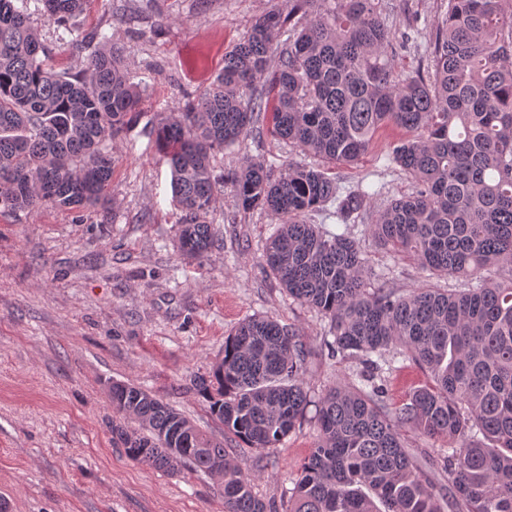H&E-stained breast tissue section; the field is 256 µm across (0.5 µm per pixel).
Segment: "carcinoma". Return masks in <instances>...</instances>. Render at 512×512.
I'll return each mask as SVG.
<instances>
[{
	"mask_svg": "<svg viewBox=\"0 0 512 512\" xmlns=\"http://www.w3.org/2000/svg\"><path fill=\"white\" fill-rule=\"evenodd\" d=\"M38 2L91 51L79 71L53 70L27 7L0 0V208L104 209L112 143L141 116L144 90L106 34L68 26L88 0ZM297 15L307 22L272 60ZM394 38L380 0H288V16H260L184 108L154 113L149 134L171 169L182 254L209 252L208 217L231 188L242 210L276 218L266 265L290 297L330 319L331 351L362 366L318 403L319 444L288 512H512V0H448L429 43L430 76L396 73ZM266 111L274 138L334 166L359 161L381 127L404 130L382 158L413 191L385 205L371 236L414 255L429 278L467 287L400 294L370 280L359 240L305 220L329 204L344 222L361 218L372 197L325 170L247 159L215 175L213 153ZM307 354L298 331L254 315L195 387L225 431L249 448H273L305 412ZM399 358L431 382L389 410L378 381ZM109 399L112 439L132 459L219 476L224 512H267L254 478L182 413L120 382ZM407 427L445 443L432 468L448 474L447 492L435 493L405 447Z\"/></svg>",
	"mask_w": 512,
	"mask_h": 512,
	"instance_id": "1",
	"label": "carcinoma"
}]
</instances>
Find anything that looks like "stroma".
<instances>
[{
    "label": "stroma",
    "mask_w": 512,
    "mask_h": 512,
    "mask_svg": "<svg viewBox=\"0 0 512 512\" xmlns=\"http://www.w3.org/2000/svg\"><path fill=\"white\" fill-rule=\"evenodd\" d=\"M27 8L53 48L50 65L78 71L85 50L45 20L35 0ZM287 9L288 0H90L74 18V26L111 37L148 97L143 115L114 144L112 223H103L98 210L78 218L51 208L0 209V503L6 512H224L218 478L186 468L157 471L113 443V381L150 392L223 442L254 476V491L271 512H286L299 468L318 442L316 405L360 364L329 355V319L294 302L268 271L264 249L276 225L269 213L242 211L225 194L213 214L209 256L182 255L170 168L145 128L151 114L184 106L188 93L213 78L225 51L257 17ZM382 9L393 31H419L416 43L395 56L396 71L430 68L427 46L448 0H382ZM402 136L391 126L380 129L372 150L336 168L337 181L371 191L375 210L409 193L406 175L380 160ZM272 157L321 164L288 142L253 133L217 153L212 165L228 173L244 159ZM308 221L349 231L372 272L399 292L423 284L417 260L378 245L368 225L344 224L328 210ZM253 315L298 328L310 349L306 413L276 447L262 451L225 434L194 386L209 376L228 334ZM425 382L417 365L395 364L386 375L385 404L403 406Z\"/></svg>",
    "instance_id": "obj_1"
}]
</instances>
